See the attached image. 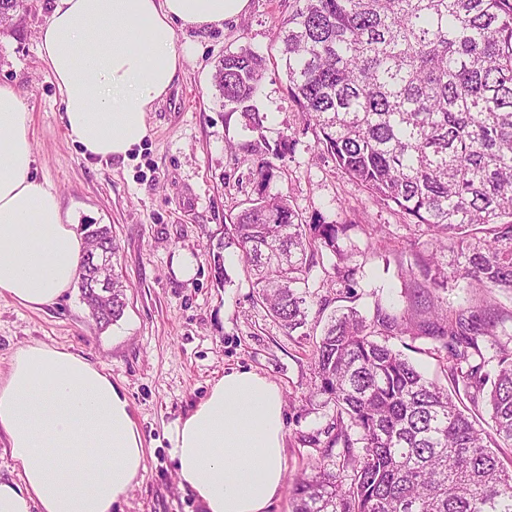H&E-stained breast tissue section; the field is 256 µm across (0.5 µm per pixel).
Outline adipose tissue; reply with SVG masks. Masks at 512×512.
<instances>
[{
    "label": "adipose tissue",
    "mask_w": 512,
    "mask_h": 512,
    "mask_svg": "<svg viewBox=\"0 0 512 512\" xmlns=\"http://www.w3.org/2000/svg\"><path fill=\"white\" fill-rule=\"evenodd\" d=\"M250 0H54L40 54L84 157H127L149 129L148 112L186 58L174 23L223 26ZM30 114L0 83V297L40 310L78 277L85 243L56 192L32 175ZM279 389L233 370L171 434L181 488L202 512H269L284 485ZM0 437L21 465L0 480V512H115L145 470L142 434L111 374L45 344L13 355L0 376Z\"/></svg>",
    "instance_id": "obj_1"
}]
</instances>
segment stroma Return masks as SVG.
I'll return each instance as SVG.
<instances>
[{"label": "stroma", "instance_id": "stroma-1", "mask_svg": "<svg viewBox=\"0 0 512 512\" xmlns=\"http://www.w3.org/2000/svg\"><path fill=\"white\" fill-rule=\"evenodd\" d=\"M53 0H28L16 24L0 32V83L13 85L31 114L35 177L57 192L75 225L111 227L115 258L126 294L123 316L97 325L72 288L57 304L35 311L0 298V372L21 346L46 343L83 355L112 374L127 396L146 453V469L122 512H200L192 493L180 489L170 455L169 430L206 396L216 378L232 369L265 376L284 401L286 480L312 473L322 445L312 444L332 423L335 410L314 395L311 343L288 333L253 300L251 281L239 251L223 250L229 281L213 276L211 245L224 236V217L247 207L256 193L253 158L231 155L227 143L253 136L240 113L221 105L213 82L218 61L229 52L251 49L266 60L255 99L268 119V144L289 139L276 159L278 177L270 193L289 194L304 223L321 219L347 224L340 245L358 273L353 288L321 287L335 258L324 254L312 270V286L328 299L329 310L352 305L372 317L375 304L407 310L400 278L411 249L425 243V225L384 204L323 154L313 130L287 90L280 45L274 34L295 7L294 0H250L244 15L210 30L176 28V43L190 54L168 95L147 115L150 131L127 158H85L66 135L63 105L48 67L39 56L38 36ZM194 261L182 278L174 263ZM431 379L444 380L443 361L431 339L390 338Z\"/></svg>", "mask_w": 512, "mask_h": 512}]
</instances>
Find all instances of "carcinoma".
Segmentation results:
<instances>
[{
  "label": "carcinoma",
  "mask_w": 512,
  "mask_h": 512,
  "mask_svg": "<svg viewBox=\"0 0 512 512\" xmlns=\"http://www.w3.org/2000/svg\"><path fill=\"white\" fill-rule=\"evenodd\" d=\"M275 38L288 93L324 151L351 179L430 232L427 254L400 272L408 309L372 318L332 314L313 342L315 394L336 416L316 474L292 486L293 512H512V348L493 327L512 320L496 305L512 294V0H295ZM25 0H0V29ZM266 60L247 48L219 61L215 86L245 128L264 129L254 105ZM277 168L261 158L256 197L224 225L212 253L235 247L253 276L256 302L293 332L309 325L315 257L338 258L322 285L350 282L339 240L351 224H304L288 195L267 192ZM88 247L117 251L109 227L84 225ZM80 269L78 286L96 323L124 312L119 277L102 295ZM470 279L476 305L448 311L438 292ZM389 336H428L445 351L449 384L429 380ZM497 369L484 371L485 351ZM485 403L486 426L466 414ZM361 445L363 453L352 448ZM340 447L342 453L333 454ZM350 472L337 479L336 465Z\"/></svg>",
  "instance_id": "obj_1"
}]
</instances>
